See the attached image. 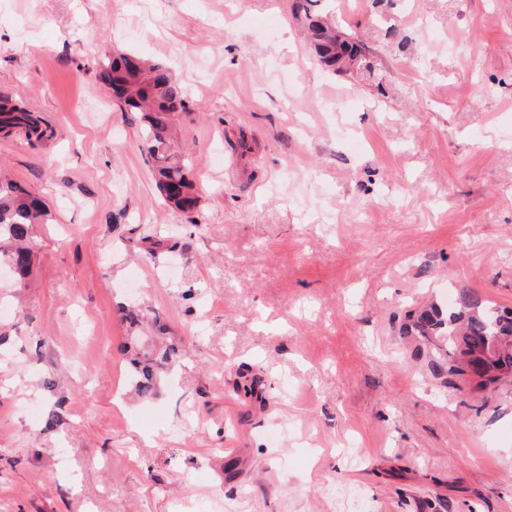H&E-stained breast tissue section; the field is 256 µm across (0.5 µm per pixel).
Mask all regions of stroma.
<instances>
[{
  "label": "stroma",
  "mask_w": 512,
  "mask_h": 512,
  "mask_svg": "<svg viewBox=\"0 0 512 512\" xmlns=\"http://www.w3.org/2000/svg\"><path fill=\"white\" fill-rule=\"evenodd\" d=\"M292 2L0 0V94L54 131L0 137L47 212L0 286V512H512V374L403 334L462 288L512 309V0H315L365 48L336 74ZM128 50L184 89L193 212L97 78ZM123 303L183 352L152 401Z\"/></svg>",
  "instance_id": "1"
}]
</instances>
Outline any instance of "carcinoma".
<instances>
[{
    "label": "carcinoma",
    "instance_id": "cac0c4a2",
    "mask_svg": "<svg viewBox=\"0 0 512 512\" xmlns=\"http://www.w3.org/2000/svg\"><path fill=\"white\" fill-rule=\"evenodd\" d=\"M293 13L307 27L319 62L327 70H341L340 62L354 61L358 44L336 33L331 24L296 0ZM98 80L132 112L143 115L142 137L157 189L165 201L182 212L197 204L188 163L176 150L174 117L185 109L184 90L171 71L149 63L136 53H117L99 65ZM52 128L33 112L8 96H0V135H19L29 142L52 136ZM45 211L40 201L19 184L0 179V269L13 270L22 283L30 274L32 252L28 246ZM132 332L117 351L128 365V384L141 400L159 395L161 373L173 371L181 361L178 345L168 336L160 316L132 305L125 310ZM414 328L444 344L461 341L471 370L486 382L512 367V310L498 309L470 289L457 293L455 304L421 315Z\"/></svg>",
    "mask_w": 512,
    "mask_h": 512
}]
</instances>
